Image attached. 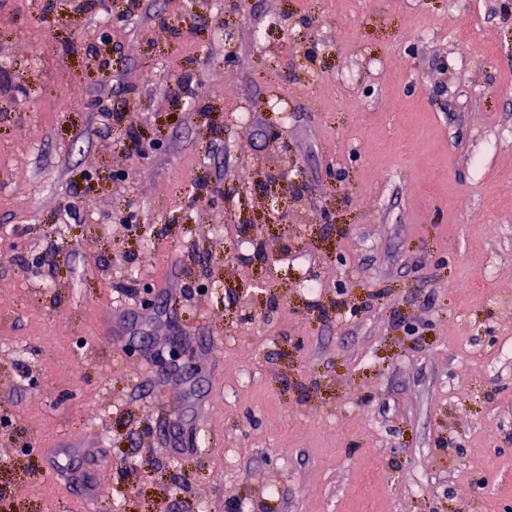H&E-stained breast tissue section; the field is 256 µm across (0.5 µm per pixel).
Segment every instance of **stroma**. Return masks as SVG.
Segmentation results:
<instances>
[{"mask_svg":"<svg viewBox=\"0 0 512 512\" xmlns=\"http://www.w3.org/2000/svg\"><path fill=\"white\" fill-rule=\"evenodd\" d=\"M45 4L0 0V512H512V0Z\"/></svg>","mask_w":512,"mask_h":512,"instance_id":"obj_1","label":"stroma"}]
</instances>
